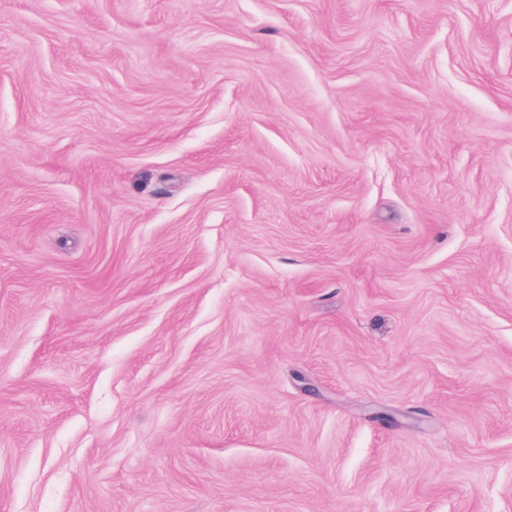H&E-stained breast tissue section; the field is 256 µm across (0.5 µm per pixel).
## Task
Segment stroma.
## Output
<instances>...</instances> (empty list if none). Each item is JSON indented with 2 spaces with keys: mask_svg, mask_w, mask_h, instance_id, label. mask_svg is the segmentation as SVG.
I'll use <instances>...</instances> for the list:
<instances>
[{
  "mask_svg": "<svg viewBox=\"0 0 512 512\" xmlns=\"http://www.w3.org/2000/svg\"><path fill=\"white\" fill-rule=\"evenodd\" d=\"M0 512H512V0H0Z\"/></svg>",
  "mask_w": 512,
  "mask_h": 512,
  "instance_id": "35a3bbf8",
  "label": "stroma"
}]
</instances>
